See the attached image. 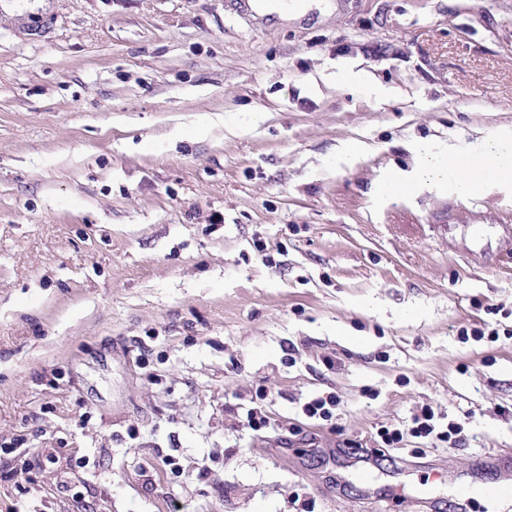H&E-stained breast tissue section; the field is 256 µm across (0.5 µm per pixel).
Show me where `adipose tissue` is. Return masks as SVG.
Masks as SVG:
<instances>
[{"label":"adipose tissue","mask_w":512,"mask_h":512,"mask_svg":"<svg viewBox=\"0 0 512 512\" xmlns=\"http://www.w3.org/2000/svg\"><path fill=\"white\" fill-rule=\"evenodd\" d=\"M419 158L411 171L387 174L379 184L382 194L391 195L401 190L415 192L425 187L447 190L466 196L471 194L468 166L477 162L490 172L491 179L512 181V128H502L485 136L480 148L464 154L455 145L435 149L419 143L414 147Z\"/></svg>","instance_id":"1"}]
</instances>
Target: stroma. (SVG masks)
Returning a JSON list of instances; mask_svg holds the SVG:
<instances>
[{
	"label": "stroma",
	"instance_id": "35a3bbf8",
	"mask_svg": "<svg viewBox=\"0 0 512 512\" xmlns=\"http://www.w3.org/2000/svg\"><path fill=\"white\" fill-rule=\"evenodd\" d=\"M501 127L512 0H0V442L55 458L0 461V512H495L446 476L512 456V339L459 334L512 329V182L378 184ZM261 390L302 431L254 436ZM426 403L472 411L466 445L376 454ZM339 405V398L335 392H327L317 395L302 405V413L310 422L336 420V407Z\"/></svg>",
	"mask_w": 512,
	"mask_h": 512
}]
</instances>
